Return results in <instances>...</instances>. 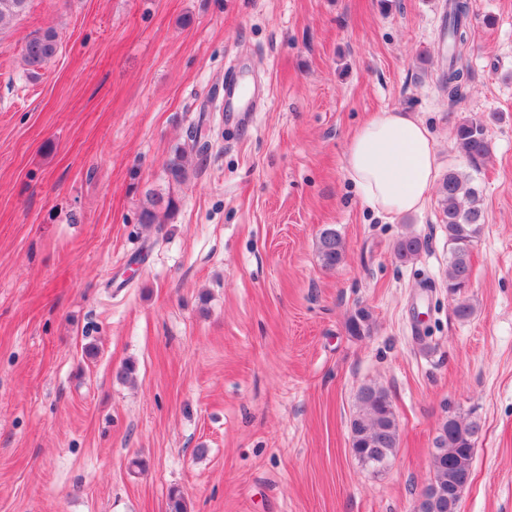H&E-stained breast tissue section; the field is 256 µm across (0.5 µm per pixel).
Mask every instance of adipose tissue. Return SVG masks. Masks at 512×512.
<instances>
[{"label": "adipose tissue", "mask_w": 512, "mask_h": 512, "mask_svg": "<svg viewBox=\"0 0 512 512\" xmlns=\"http://www.w3.org/2000/svg\"><path fill=\"white\" fill-rule=\"evenodd\" d=\"M436 146L408 112H380L348 144L346 172L375 212L400 216L420 209L436 180Z\"/></svg>", "instance_id": "ef3b65f1"}]
</instances>
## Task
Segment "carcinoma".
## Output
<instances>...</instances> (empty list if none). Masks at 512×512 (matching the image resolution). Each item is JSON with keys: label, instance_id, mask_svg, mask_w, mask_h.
Segmentation results:
<instances>
[{"label": "carcinoma", "instance_id": "carcinoma-1", "mask_svg": "<svg viewBox=\"0 0 512 512\" xmlns=\"http://www.w3.org/2000/svg\"><path fill=\"white\" fill-rule=\"evenodd\" d=\"M30 0H0V29L25 13ZM448 65L442 71L439 88L454 105L463 97L470 74L458 66L457 50L468 40L467 20L471 0H448ZM59 37L47 30L30 39L23 49L28 71L35 73L58 52ZM457 151L471 164L477 165L488 154L486 125L481 120L465 119L455 128ZM164 173L171 184L180 185L187 179V157L178 147L164 164ZM439 206L442 223L448 237V270L446 288L458 297L455 314L467 320L473 314V305L465 294L472 273L471 255L481 239L485 227L482 190L465 173L450 169L444 174L439 188ZM177 208L176 199L157 190H148L140 206L139 222L161 224ZM423 248L421 239L404 235L395 244L394 254L402 264L414 262ZM321 265L334 269L344 259V244L340 233L333 227L322 229L317 241ZM348 332L362 337L370 332L371 317L363 308L357 309L346 322ZM480 426L473 420L452 415V421H443L433 441L431 457L432 477L422 490L416 508L418 512H458L460 496L470 483L474 456L470 448L477 440ZM351 447L356 458L365 467L374 470L384 467L399 444L396 413L388 392L377 385H365L357 394V412L350 423Z\"/></svg>", "mask_w": 512, "mask_h": 512}]
</instances>
